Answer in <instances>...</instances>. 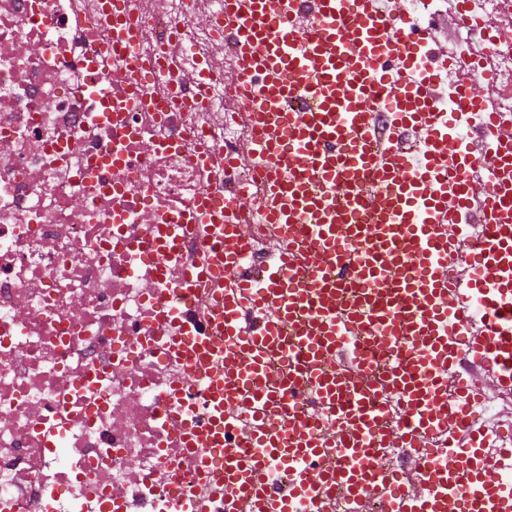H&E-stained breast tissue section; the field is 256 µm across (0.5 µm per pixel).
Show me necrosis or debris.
<instances>
[{
	"label": "necrosis or debris",
	"instance_id": "4bbe7bcc",
	"mask_svg": "<svg viewBox=\"0 0 512 512\" xmlns=\"http://www.w3.org/2000/svg\"><path fill=\"white\" fill-rule=\"evenodd\" d=\"M135 54L105 0H0V512H175L220 500L196 480L181 405L202 391L156 341L179 295L160 274L157 225L203 196L232 201L261 177L224 154L244 131L225 78L236 60L220 0H120ZM491 49L512 115V0Z\"/></svg>",
	"mask_w": 512,
	"mask_h": 512
}]
</instances>
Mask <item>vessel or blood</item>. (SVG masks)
Instances as JSON below:
<instances>
[{
  "label": "vessel or blood",
  "mask_w": 512,
  "mask_h": 512,
  "mask_svg": "<svg viewBox=\"0 0 512 512\" xmlns=\"http://www.w3.org/2000/svg\"><path fill=\"white\" fill-rule=\"evenodd\" d=\"M221 18L264 188L197 205L217 222L182 279L224 280L208 335L184 307L164 314L208 385L210 423L183 421L185 447L209 449L224 512H512V447L488 452L473 411L512 391V120L487 98L493 75L432 52L409 0H223ZM445 89L456 112L438 107ZM246 205L275 252L255 278L237 272ZM182 237L165 225L154 256ZM307 393L302 413L291 401ZM386 448L408 470L379 467Z\"/></svg>",
  "instance_id": "1"
}]
</instances>
